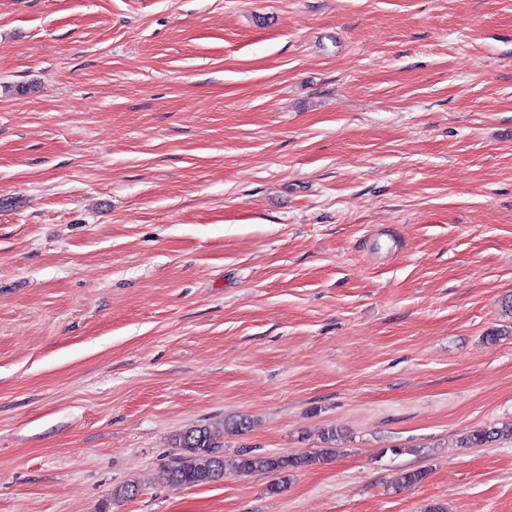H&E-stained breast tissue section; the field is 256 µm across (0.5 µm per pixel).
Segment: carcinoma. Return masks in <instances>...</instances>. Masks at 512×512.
<instances>
[{"label": "carcinoma", "mask_w": 512, "mask_h": 512, "mask_svg": "<svg viewBox=\"0 0 512 512\" xmlns=\"http://www.w3.org/2000/svg\"><path fill=\"white\" fill-rule=\"evenodd\" d=\"M512 435V427L504 430L495 426L483 427L469 432L462 444L467 448L486 447L505 436ZM338 431L330 428L323 433L327 447L310 453L279 454L255 453L243 450L226 462L221 446L215 441L211 430L205 425L189 428L175 437L176 457L163 470L161 479L171 487L197 486L216 482L224 478L226 467L239 474L265 473L280 476V480L268 486V491L278 493L288 483L292 472L312 468L330 460L335 454L333 444ZM428 472L422 469L400 471L395 483L418 485L424 482Z\"/></svg>", "instance_id": "carcinoma-1"}]
</instances>
